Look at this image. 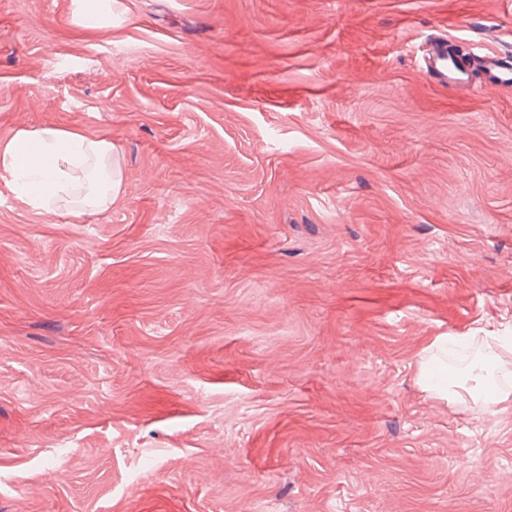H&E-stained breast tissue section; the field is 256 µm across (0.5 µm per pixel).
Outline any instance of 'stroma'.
Wrapping results in <instances>:
<instances>
[{
  "label": "stroma",
  "mask_w": 512,
  "mask_h": 512,
  "mask_svg": "<svg viewBox=\"0 0 512 512\" xmlns=\"http://www.w3.org/2000/svg\"><path fill=\"white\" fill-rule=\"evenodd\" d=\"M0 0V142L112 138L105 212L0 178V512H512V399L439 400L438 336H512V0ZM420 71L436 77L437 83L455 94L462 92L471 82V74L448 56V36L432 38L423 56ZM482 72L486 85L492 90L512 88V58L495 50L483 54Z\"/></svg>",
  "instance_id": "stroma-1"
}]
</instances>
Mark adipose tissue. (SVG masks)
Instances as JSON below:
<instances>
[{
	"instance_id": "1",
	"label": "adipose tissue",
	"mask_w": 512,
	"mask_h": 512,
	"mask_svg": "<svg viewBox=\"0 0 512 512\" xmlns=\"http://www.w3.org/2000/svg\"><path fill=\"white\" fill-rule=\"evenodd\" d=\"M0 177L16 198L38 213L93 215L111 208L123 193L119 151L106 137L54 124L21 129L0 142ZM448 337L418 369L423 389L448 396Z\"/></svg>"
}]
</instances>
